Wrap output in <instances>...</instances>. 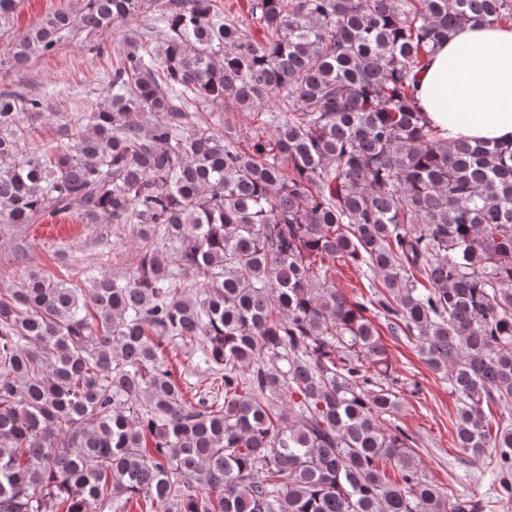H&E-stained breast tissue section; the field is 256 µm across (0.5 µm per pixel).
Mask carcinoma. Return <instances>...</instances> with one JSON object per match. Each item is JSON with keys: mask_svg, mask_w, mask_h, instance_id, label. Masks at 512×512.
<instances>
[{"mask_svg": "<svg viewBox=\"0 0 512 512\" xmlns=\"http://www.w3.org/2000/svg\"><path fill=\"white\" fill-rule=\"evenodd\" d=\"M143 11L112 94L53 144L20 147L43 97L0 94V224L75 205L140 241L128 272L0 296V512H485L420 476L380 316L512 497V418L484 415L512 408V143L450 142L416 99L437 47L512 0H250L261 41L217 0H79L0 65ZM221 104L256 125L218 128ZM164 342L197 345L216 391L187 400ZM332 280L336 286L342 289L350 297L359 295V293L370 296L367 288V281L362 276V273L354 267L337 266L336 270L331 272Z\"/></svg>", "mask_w": 512, "mask_h": 512, "instance_id": "obj_1", "label": "carcinoma"}]
</instances>
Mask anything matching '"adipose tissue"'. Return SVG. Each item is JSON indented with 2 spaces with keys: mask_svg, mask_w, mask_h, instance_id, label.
Wrapping results in <instances>:
<instances>
[{
  "mask_svg": "<svg viewBox=\"0 0 512 512\" xmlns=\"http://www.w3.org/2000/svg\"><path fill=\"white\" fill-rule=\"evenodd\" d=\"M418 102L449 140L512 141V27L459 29L420 73Z\"/></svg>",
  "mask_w": 512,
  "mask_h": 512,
  "instance_id": "1",
  "label": "adipose tissue"
}]
</instances>
